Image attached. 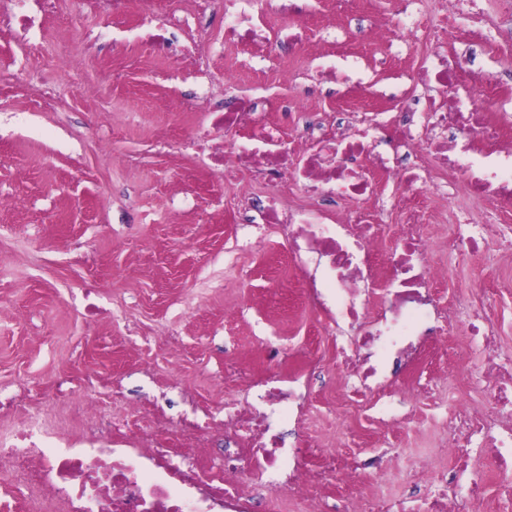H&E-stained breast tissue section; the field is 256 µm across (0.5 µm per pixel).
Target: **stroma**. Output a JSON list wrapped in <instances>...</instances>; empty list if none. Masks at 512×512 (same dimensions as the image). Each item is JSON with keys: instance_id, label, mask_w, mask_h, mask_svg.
I'll return each mask as SVG.
<instances>
[{"instance_id": "stroma-1", "label": "stroma", "mask_w": 512, "mask_h": 512, "mask_svg": "<svg viewBox=\"0 0 512 512\" xmlns=\"http://www.w3.org/2000/svg\"><path fill=\"white\" fill-rule=\"evenodd\" d=\"M388 0H350L348 13L370 15ZM348 13L329 15L326 0H308L307 24L328 46L359 47L350 37ZM116 17L89 0H57L38 48L22 45L0 27V435L33 418L63 432L82 423L67 405L69 390L90 382L105 417H127L145 430L156 412L179 421L192 405L223 407L237 391V367L249 375L277 373L286 355L260 352V329L284 328L290 347L328 369L336 367V342L309 309L277 234L262 250L237 251L236 271L224 254L240 233L231 201L263 185L248 177L232 189L210 178L189 152L157 153L150 144L164 134L179 141L198 121L185 105L169 110L165 91L188 98L197 83L174 71L168 57L149 65L136 49L90 50L80 74L70 54L88 33H105ZM283 21L270 15L271 37L261 61L239 48L214 56L210 90L223 94L224 74L239 86L271 87L293 106L331 110L329 89L355 108H368V91L302 79L304 59L290 56L275 35ZM297 81H288V73ZM55 89L49 104L35 92L37 79ZM444 277L439 297L478 301L483 288L512 280V255L495 247L457 262L435 254ZM96 283L107 313L97 322L82 314L81 291ZM464 323L454 321L446 340L457 348V373L440 381L438 398L449 407L475 405L488 395L480 384L478 351L465 348ZM308 420L292 430L312 462L389 448L408 455L419 447V423L428 401L416 405V420L392 434L375 433L355 407L327 410L324 390L312 394ZM34 460L0 475V500L23 512L38 488L29 474Z\"/></svg>"}]
</instances>
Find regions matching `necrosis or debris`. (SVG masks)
Wrapping results in <instances>:
<instances>
[{"instance_id":"1","label":"necrosis or debris","mask_w":512,"mask_h":512,"mask_svg":"<svg viewBox=\"0 0 512 512\" xmlns=\"http://www.w3.org/2000/svg\"><path fill=\"white\" fill-rule=\"evenodd\" d=\"M303 0H193V10L168 23H154L156 0H139L141 20L129 27L131 41L154 52L178 47L181 29L205 28L223 13L221 46L267 41L264 20L278 10L286 21L289 51L306 47L301 21ZM392 19L374 20L370 31L388 39L392 28L405 34L406 50L431 38L433 49L420 52L413 81L432 86L433 95L399 93L395 111L316 112L273 103L267 88L233 95L225 82L222 100L203 95L201 123L215 143L204 156L210 171L231 179L241 170L262 175L264 194H245L236 210L244 236L238 248L250 249L267 228H276L300 278L303 295L325 321L341 349L340 367L327 371L326 387L342 386L368 398L385 426L410 419L405 372L424 351L443 358L442 338L451 318L467 308L462 297L442 302L435 285L443 275L432 263L421 199L460 194L489 202L493 214L512 212V44L488 55L477 74L465 65L475 45H459L464 28L482 30L483 0H448V15L428 24L420 0H395ZM54 0H11L0 12L26 44L40 39L42 19ZM290 183L303 202L283 203L278 189ZM409 201L393 249L376 253L377 221L388 201ZM512 252V226L475 224L448 236L458 258L481 251L488 240ZM467 339L478 348L484 377L493 387L485 402L434 415L438 437L433 449L409 456L397 468L387 452L311 465L300 438L287 421L310 413L311 385L318 363L282 377L250 379L244 393L223 409L206 411L205 422L182 419L166 426V443L130 437L120 420L105 421L94 402L75 392L70 407L82 418L80 435L45 433L33 422L0 440V470L16 457L35 458L32 476L47 492L30 496L25 512H477L488 482L496 484V512H512V358H505L497 320L471 313ZM196 435L202 450L224 448L221 466L179 454L182 437ZM456 459L452 468L434 470L433 458ZM376 471L393 475L399 490L381 494L365 488L337 502L317 494L319 485L337 479L364 484Z\"/></svg>"}]
</instances>
